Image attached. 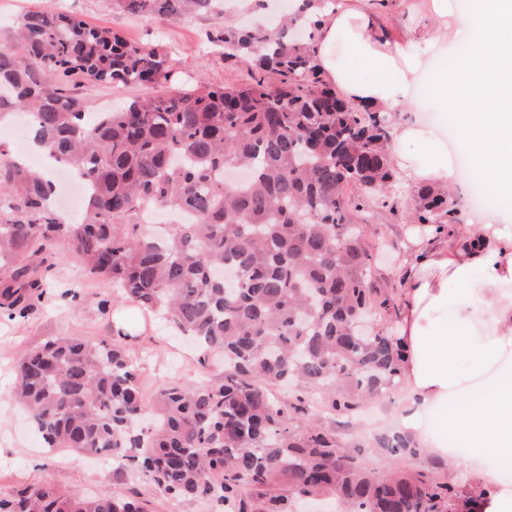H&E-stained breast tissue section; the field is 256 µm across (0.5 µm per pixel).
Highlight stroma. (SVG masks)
Segmentation results:
<instances>
[{
    "label": "stroma",
    "instance_id": "35a3bbf8",
    "mask_svg": "<svg viewBox=\"0 0 512 512\" xmlns=\"http://www.w3.org/2000/svg\"><path fill=\"white\" fill-rule=\"evenodd\" d=\"M414 2L370 0L368 7L392 36L402 37L417 23ZM39 6L73 14L89 24L110 28L138 46L158 49L167 57L174 86L191 88L202 81L217 86L242 84L248 82L252 71L250 58H225L223 48L207 42L205 33L218 23V15L159 19L129 14L115 0H0V47L10 44L18 19ZM406 211V205L400 204L391 211L368 209L355 216L374 243L370 286L378 298L390 302L388 312L373 318L371 324L391 333L397 329L398 307L411 259L405 235L410 225ZM41 272L46 293L25 317L11 318L0 312V493L52 483L84 493H135L147 512H170V499L135 471L121 475L103 467L96 457L77 459L63 450L43 448L40 440L30 435L24 415L12 398L14 368L25 351L55 336L91 342L111 339L118 316L136 327L138 337L128 347L142 367L140 379L146 396L170 384L223 381V361L215 357L200 361L196 349L179 338L170 323L115 301L111 285L90 275L67 243H58ZM412 412L418 415L421 431L430 432L433 410L414 409L409 390L403 385L387 400H376L348 414H327L322 423L359 456L368 470L381 471L396 461L372 447L373 436L400 428L402 418ZM396 463L403 468L436 471L461 491L468 490L471 483L466 471L450 470L446 461L425 451L403 456Z\"/></svg>",
    "mask_w": 512,
    "mask_h": 512
}]
</instances>
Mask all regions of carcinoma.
Returning <instances> with one entry per match:
<instances>
[{
    "label": "carcinoma",
    "instance_id": "carcinoma-1",
    "mask_svg": "<svg viewBox=\"0 0 512 512\" xmlns=\"http://www.w3.org/2000/svg\"><path fill=\"white\" fill-rule=\"evenodd\" d=\"M131 14L194 15L219 0H117ZM298 0L288 18L242 27L228 20L207 40L256 59L243 85L171 88L87 117L63 84L149 86L166 60L107 28L47 9L28 11L0 48V122L22 118L41 152L80 176L89 199L64 222L53 181L0 145V309L23 317L42 297L31 258L69 242L89 273L145 315L191 337L203 358L224 356V381L171 385L144 401L130 333L107 343L59 337L19 361L14 396L45 447L112 455L162 495L212 499L232 512H293L295 500L333 494L342 512H476L431 470H367L336 434L288 426L269 387L322 395L351 413L393 391L402 349L383 329L360 331L376 302L374 254L354 214L395 200L386 116L346 102L316 60L318 11ZM145 202L188 211L161 241L145 234ZM411 219L462 223L454 195L412 191ZM396 459L416 454L405 430L374 436ZM220 475V482L214 475ZM0 512H144L133 498L52 484L0 494Z\"/></svg>",
    "mask_w": 512,
    "mask_h": 512
}]
</instances>
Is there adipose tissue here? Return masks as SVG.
Instances as JSON below:
<instances>
[{
  "label": "adipose tissue",
  "instance_id": "adipose-tissue-1",
  "mask_svg": "<svg viewBox=\"0 0 512 512\" xmlns=\"http://www.w3.org/2000/svg\"><path fill=\"white\" fill-rule=\"evenodd\" d=\"M367 0H340L327 10L317 38L325 78L350 102L392 107L412 96L425 68L416 44L446 43L464 36V52L452 69H440L434 90L457 120L462 155L479 172L492 198L512 208V0H474L467 14L448 0H418V25L410 36L383 35ZM393 160L416 185L454 187L457 172L443 138L417 120L398 125ZM435 228L413 237L414 261L405 280L397 335L401 372L416 402L439 408L437 432L426 438L432 455L472 469L488 502L485 512H512V229L483 224L480 233L460 225L437 239ZM484 279L474 306H450L449 284L467 286L475 270ZM470 360L478 389L457 388L454 359Z\"/></svg>",
  "mask_w": 512,
  "mask_h": 512
}]
</instances>
